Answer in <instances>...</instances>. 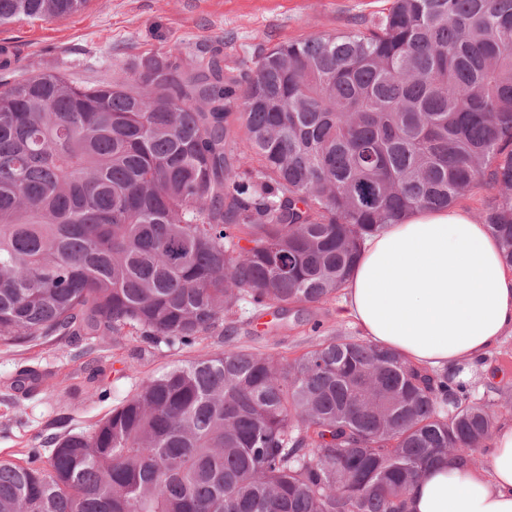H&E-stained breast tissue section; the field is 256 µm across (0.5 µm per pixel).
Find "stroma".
<instances>
[{
  "label": "stroma",
  "mask_w": 512,
  "mask_h": 512,
  "mask_svg": "<svg viewBox=\"0 0 512 512\" xmlns=\"http://www.w3.org/2000/svg\"><path fill=\"white\" fill-rule=\"evenodd\" d=\"M387 0H88L79 13L52 21L20 18L0 25V46L15 53L16 76L57 70L70 79L98 82L115 66L147 52L191 58L200 49L221 53L226 65L253 67L258 55L281 43L350 31L378 15ZM336 299L301 306L297 318L276 329L272 317L243 302L234 321L237 346L274 358H295L326 336L357 330L336 316ZM219 333L188 345L152 344L136 334L117 336L97 351L95 366L65 339L0 345V458L18 460L47 438L89 430L148 378L225 350ZM497 381L473 378L474 400L493 403L495 426L512 424V335L487 356ZM43 375L28 396L10 384L21 369Z\"/></svg>",
  "instance_id": "1"
}]
</instances>
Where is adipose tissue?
Instances as JSON below:
<instances>
[{
  "instance_id": "adipose-tissue-1",
  "label": "adipose tissue",
  "mask_w": 512,
  "mask_h": 512,
  "mask_svg": "<svg viewBox=\"0 0 512 512\" xmlns=\"http://www.w3.org/2000/svg\"><path fill=\"white\" fill-rule=\"evenodd\" d=\"M336 316L417 366L487 379L488 352L512 335V268L466 209L417 210L365 240ZM409 506L512 512V426L497 431L483 465L428 468Z\"/></svg>"
}]
</instances>
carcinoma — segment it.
<instances>
[{
  "mask_svg": "<svg viewBox=\"0 0 512 512\" xmlns=\"http://www.w3.org/2000/svg\"><path fill=\"white\" fill-rule=\"evenodd\" d=\"M87 2L0 0V24ZM482 180L511 267L512 0H393L247 71L145 53L94 84L1 82L0 343L230 341L240 302L328 300L365 238ZM494 418L361 336L291 361L236 347L0 459V512H409L420 472L478 462Z\"/></svg>",
  "mask_w": 512,
  "mask_h": 512,
  "instance_id": "carcinoma-1",
  "label": "carcinoma"
}]
</instances>
